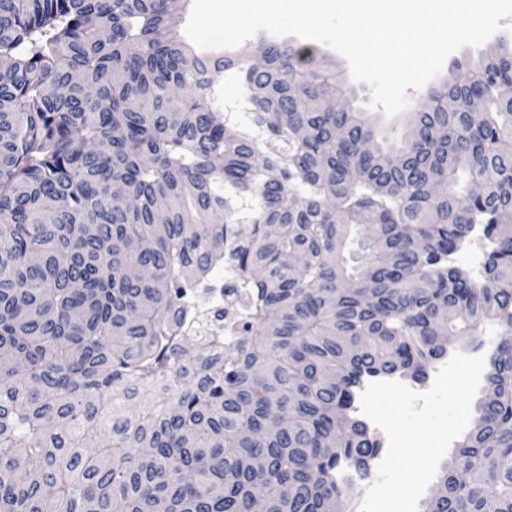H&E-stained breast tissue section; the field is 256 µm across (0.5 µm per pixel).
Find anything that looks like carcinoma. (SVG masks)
Masks as SVG:
<instances>
[{
  "instance_id": "1",
  "label": "carcinoma",
  "mask_w": 512,
  "mask_h": 512,
  "mask_svg": "<svg viewBox=\"0 0 512 512\" xmlns=\"http://www.w3.org/2000/svg\"><path fill=\"white\" fill-rule=\"evenodd\" d=\"M179 19L0 0V512H336L380 450L366 381L489 322L423 512H512V46L382 137L318 50L198 52ZM219 266L232 335L190 336ZM484 248L482 242L473 240L463 246L455 255V264L471 272L474 276L480 274L484 260Z\"/></svg>"
}]
</instances>
